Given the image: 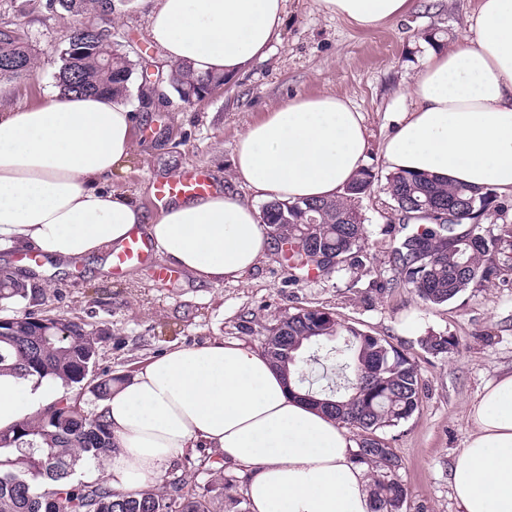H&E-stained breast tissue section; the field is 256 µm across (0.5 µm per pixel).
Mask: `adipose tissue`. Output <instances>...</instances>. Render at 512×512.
<instances>
[{
  "instance_id": "adipose-tissue-1",
  "label": "adipose tissue",
  "mask_w": 512,
  "mask_h": 512,
  "mask_svg": "<svg viewBox=\"0 0 512 512\" xmlns=\"http://www.w3.org/2000/svg\"><path fill=\"white\" fill-rule=\"evenodd\" d=\"M287 0H144L149 35L170 65L233 77L265 57ZM412 0H320L361 29L402 19ZM474 42L429 52L406 94L409 108L382 147L391 170L512 195V0H478ZM134 114L112 94L55 92L39 107L0 110V249L65 262L145 232L164 259L200 282L238 280L272 242L257 200L332 198L362 169L361 112L333 94L297 98L249 125L234 158L252 194L227 191L172 201L148 215L108 183L134 148ZM53 379L0 375V430L57 401ZM116 451L112 487L155 485L170 460L213 448L250 469L251 512H376L364 467L332 418L294 398L285 375L238 341L172 347L147 359L101 402ZM473 424L449 469L460 512H512V370L470 404Z\"/></svg>"
}]
</instances>
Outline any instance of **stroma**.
Returning a JSON list of instances; mask_svg holds the SVG:
<instances>
[{"mask_svg": "<svg viewBox=\"0 0 512 512\" xmlns=\"http://www.w3.org/2000/svg\"><path fill=\"white\" fill-rule=\"evenodd\" d=\"M477 0H412L405 18L362 30L326 14L319 0H287L280 38L268 56L226 81L208 100L186 106L173 89L167 100L137 122V146L112 174V190L155 210L153 184L192 168L205 171L224 189L235 188L233 157L249 124L273 106L298 96L333 94L349 100L365 118V167L377 179L359 201L366 239L360 264L329 275L293 267L271 252L237 281L201 284L185 270L157 277L167 263H149L113 275L107 259H81L76 269L41 266L36 280L43 297L0 310L63 315L102 334L97 372H130L171 346L200 347L227 340L261 350L270 330L301 308L332 312L337 320L405 350L420 374L415 413L379 430L383 444L400 458L396 479L406 491L401 512H457L448 470L473 425L467 408L490 379L512 368V285L485 283L467 288L443 305L424 302L400 281L394 248L401 225L384 189L389 170L383 141L394 132L400 95L413 82L428 51H449L469 34L467 19ZM26 0H0V23L25 22L33 69L0 80V107L46 104L56 88L60 52L74 19L43 9L25 11ZM112 41L138 61L162 51L149 36L147 11L139 0H123L112 14ZM444 336L447 350L426 341ZM210 451L197 448L171 460L156 491L183 478L186 489L205 494L211 512H251L245 494L249 471L225 466L207 471Z\"/></svg>", "mask_w": 512, "mask_h": 512, "instance_id": "stroma-1", "label": "stroma"}]
</instances>
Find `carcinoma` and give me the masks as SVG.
<instances>
[{"label":"carcinoma","mask_w":512,"mask_h":512,"mask_svg":"<svg viewBox=\"0 0 512 512\" xmlns=\"http://www.w3.org/2000/svg\"><path fill=\"white\" fill-rule=\"evenodd\" d=\"M109 2L44 0L41 7L72 16H102ZM5 58L17 61L19 68L0 70V77H18L32 69L29 32L19 20L0 26V61ZM132 74V61L110 42L100 41L76 54L64 48L60 54L58 79L69 92H110L125 87ZM168 80L180 101L188 106L202 102L201 92L209 85L224 84L221 77H199L180 66L170 68ZM374 181L375 174L364 169L336 199L270 202L263 223L270 228L277 248L285 244L294 247V263L307 269L309 263L304 261L299 240L304 229L300 209L317 207L315 241L323 250L341 257L336 270H343L359 262L365 228L357 202ZM387 191L405 226L412 213L430 212L432 223L425 225L424 231L416 227L406 234L410 242L423 243L428 259L417 274L403 276L424 301L441 305L474 284L512 281L511 223L496 222L481 229L477 237L466 236L457 247H448L450 237L475 224L484 213L507 212L508 206L493 188L394 172L387 177ZM344 215L350 220L341 221ZM42 293L43 289L32 287L26 276L0 270V306ZM333 336L343 337V342L327 355L341 361L342 369L348 372V385L342 393L334 389L314 393L324 401L319 409L338 422L356 424L360 430L372 433L411 417L419 404L417 366L397 359L389 341L345 328L330 312L298 310L272 329L265 351L288 375V382L304 395L303 367L307 359L301 350ZM100 343L98 331L64 316L28 312L21 317L1 318L0 374L12 373L24 379L58 378L65 386L87 390L100 402L124 378L120 373L88 378L96 365ZM112 452L109 424L102 414L82 410L77 398L60 399L13 428L0 430V512H210L204 496L182 493L184 482L178 477L169 481V491L162 494L117 491L104 478L79 480L69 490L52 488L54 483L72 479L81 462L101 460ZM355 459L378 469L374 496L380 512H401L406 492L394 478L400 461L393 450L361 443Z\"/></svg>","instance_id":"cac0c4a2"}]
</instances>
